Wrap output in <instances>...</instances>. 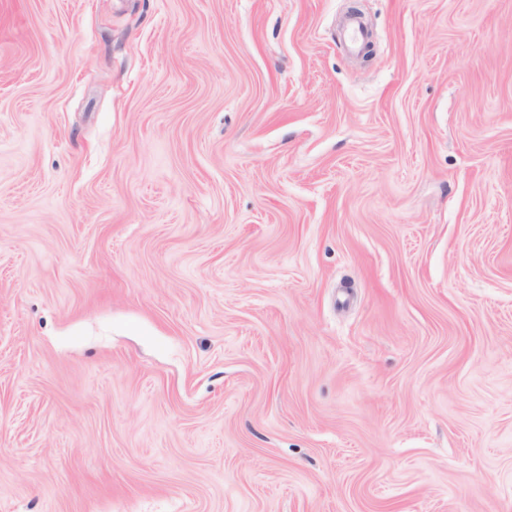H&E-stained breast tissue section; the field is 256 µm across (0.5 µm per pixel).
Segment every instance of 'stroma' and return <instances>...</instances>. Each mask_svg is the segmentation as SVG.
I'll use <instances>...</instances> for the list:
<instances>
[{
  "mask_svg": "<svg viewBox=\"0 0 512 512\" xmlns=\"http://www.w3.org/2000/svg\"><path fill=\"white\" fill-rule=\"evenodd\" d=\"M0 512H512V0H0Z\"/></svg>",
  "mask_w": 512,
  "mask_h": 512,
  "instance_id": "obj_1",
  "label": "stroma"
}]
</instances>
